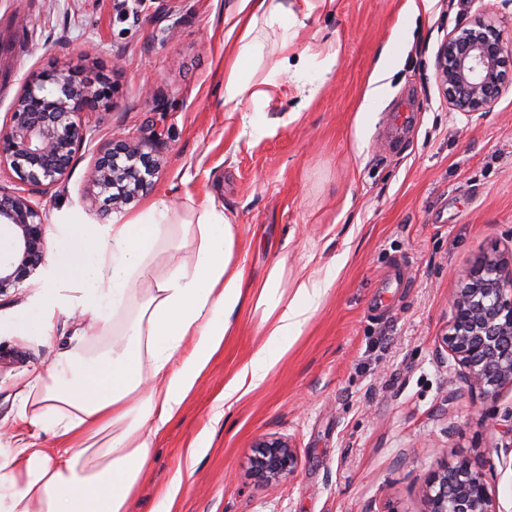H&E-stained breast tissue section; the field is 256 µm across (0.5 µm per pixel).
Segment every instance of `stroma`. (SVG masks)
Listing matches in <instances>:
<instances>
[{"label":"stroma","mask_w":512,"mask_h":512,"mask_svg":"<svg viewBox=\"0 0 512 512\" xmlns=\"http://www.w3.org/2000/svg\"><path fill=\"white\" fill-rule=\"evenodd\" d=\"M234 5L0 0V125L24 82L53 66L84 67L115 87L112 104L84 114L88 144L41 200L50 255L69 217L93 231L159 199L181 218L212 200L237 227L248 284L261 285L279 262L285 288L308 277L329 284L263 383L225 406L226 384L264 342L262 313L244 301L180 416L158 433L133 512H155L177 476L171 512H422V482L443 457L469 459L498 512H512V387L492 399L469 390L436 348L448 301L475 262L512 256V84L468 116L449 108L436 78L441 43L481 0H336L333 12L315 9L300 41L314 55L336 52L331 79L310 98L285 84L255 104L249 127L224 109V17ZM387 46L396 67L371 112L369 79ZM405 110L412 127L388 145L383 133ZM119 132L156 139L161 167L148 192L115 211L91 201L84 175ZM396 266L404 283L377 304ZM56 292L48 263L0 296L2 446L20 425L27 372L49 368L61 350L87 358L110 343L72 340L77 304L45 335L20 333ZM262 436L288 438L297 456L294 475L272 487L248 475ZM192 444L200 454L191 468Z\"/></svg>","instance_id":"35a3bbf8"}]
</instances>
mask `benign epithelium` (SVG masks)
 <instances>
[{"instance_id": "7a95c632", "label": "benign epithelium", "mask_w": 512, "mask_h": 512, "mask_svg": "<svg viewBox=\"0 0 512 512\" xmlns=\"http://www.w3.org/2000/svg\"><path fill=\"white\" fill-rule=\"evenodd\" d=\"M496 4L460 27L439 48V83L448 105L460 112L487 111L504 89L512 39L491 23ZM109 92L79 68L55 66L27 79L7 122L0 126V169L16 175L18 188L0 186V237L11 253L0 257V296L18 287L49 253L40 198L68 176L87 142L82 114ZM158 165L153 143L136 136L112 139L88 168L86 181L113 207L133 201L153 183ZM512 260L484 257L449 305L452 320L437 348L460 368L472 391L494 398L512 386ZM250 474L265 485L293 475L296 456L288 441L259 438L249 457ZM423 512H496L484 474L467 459L443 462L423 481Z\"/></svg>"}]
</instances>
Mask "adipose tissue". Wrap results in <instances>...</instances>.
Masks as SVG:
<instances>
[{
  "label": "adipose tissue",
  "mask_w": 512,
  "mask_h": 512,
  "mask_svg": "<svg viewBox=\"0 0 512 512\" xmlns=\"http://www.w3.org/2000/svg\"><path fill=\"white\" fill-rule=\"evenodd\" d=\"M335 0H239L232 11L224 102L240 111L245 99H270L282 78L316 93L331 77L335 52L312 64L298 44L300 18ZM279 32V58L263 85L249 75L264 59L263 34ZM197 242L193 264L153 273L158 247H176L179 236ZM237 229L213 203L196 219L177 220L165 202L95 233L79 231L70 273L86 318L74 334L108 336L112 347L89 363L80 385L69 379L73 355L65 351L50 369L33 371L21 393V425L13 446L0 454V512H132L160 430L180 412L232 327L247 292L263 307L265 341L253 361L224 388L225 401L258 387L299 335L324 291L306 279L281 287L283 266L249 288L235 259ZM152 288L139 289L143 279ZM55 445L39 447L34 429Z\"/></svg>",
  "instance_id": "1"
}]
</instances>
